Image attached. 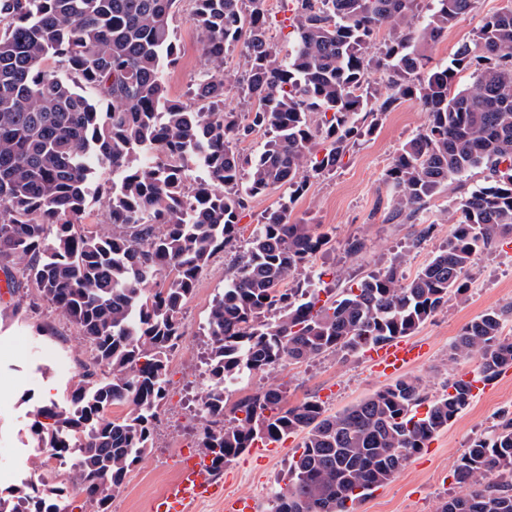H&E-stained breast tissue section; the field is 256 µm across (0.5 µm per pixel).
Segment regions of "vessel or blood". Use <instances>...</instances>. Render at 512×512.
Masks as SVG:
<instances>
[{
    "label": "vessel or blood",
    "instance_id": "b4317fda",
    "mask_svg": "<svg viewBox=\"0 0 512 512\" xmlns=\"http://www.w3.org/2000/svg\"><path fill=\"white\" fill-rule=\"evenodd\" d=\"M424 354L423 346L395 340L368 350V356L379 373L387 376L404 372ZM177 480L160 496L151 499L150 512H194L197 504L222 500L224 512H255L248 497H225L224 485L213 473L212 459L204 454L189 457L177 466Z\"/></svg>",
    "mask_w": 512,
    "mask_h": 512
}]
</instances>
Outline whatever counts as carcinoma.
I'll return each mask as SVG.
<instances>
[{"label":"carcinoma","mask_w":512,"mask_h":512,"mask_svg":"<svg viewBox=\"0 0 512 512\" xmlns=\"http://www.w3.org/2000/svg\"><path fill=\"white\" fill-rule=\"evenodd\" d=\"M176 2L0 0V270L11 290L32 284L91 352L70 405H41L31 435L66 464L89 512H111V492L156 447L168 356L201 273L217 251L236 248L248 201L281 189L209 311L198 448L219 475L257 441L300 434L270 512H353L470 405L472 382L430 400L420 379L400 377L335 414L319 400L285 406L275 383L229 405L224 384L411 335L467 294L478 253L512 236V0L446 65L424 48L475 0H428L419 27V0H290L286 57L264 0H195L211 68L192 88L194 105L169 98L163 80L177 60ZM239 46L243 115L224 111L217 76ZM373 68L386 76L382 90L369 83ZM465 71L471 83L460 87ZM404 101L427 121L384 174L388 220L415 223L455 183L464 191L448 241L410 278L397 257L324 301L318 288L288 287L328 243L290 223L295 201ZM257 129L269 138L245 161L236 144ZM100 168L113 175L103 196L110 224L90 234L78 221ZM476 171L483 182L467 186ZM503 319L488 310L450 345L456 360L480 357L481 380L512 366ZM114 406L126 414L112 415ZM455 479L467 492L440 512H512V413L470 443ZM67 492L39 473L0 492V512H65Z\"/></svg>","instance_id":"obj_1"}]
</instances>
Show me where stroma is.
Wrapping results in <instances>:
<instances>
[{
  "label": "stroma",
  "mask_w": 512,
  "mask_h": 512,
  "mask_svg": "<svg viewBox=\"0 0 512 512\" xmlns=\"http://www.w3.org/2000/svg\"><path fill=\"white\" fill-rule=\"evenodd\" d=\"M504 5L505 0H476L471 14L429 46L433 63H448L458 45L471 37L478 20ZM194 8V0H177L172 29L178 59L164 72L170 98L181 101L208 66L202 35L193 21ZM425 121L420 105L400 103L380 116L375 133L353 147L336 171L311 182L296 201L291 219L314 225L329 235L330 242L315 254L308 273L290 280V287H307L309 278L319 276L326 287L342 289L387 266L398 254L404 255V268L412 275L447 240L449 196L432 203L421 224H398L386 218L391 201L383 174ZM424 224L432 225L433 232L420 248H413L412 240ZM355 239L362 240L365 249L351 256L347 248ZM233 256V251L225 250L212 257L186 305L185 334L167 367L168 395L158 422V446L113 492L117 512H148L150 500L177 477V448L196 445L195 399L208 385V347L200 328L224 287ZM484 263L483 270L474 271L467 296L450 300L410 337L411 342L428 346L424 360L407 371L408 376L422 379L428 396L444 393L449 381L476 378L477 361L452 359L449 346L465 324L485 311L512 306V240L486 252ZM39 324L49 325L51 334L37 335ZM77 334L76 326L59 318L35 288L0 296V470L15 461L30 473L43 468L49 452L38 447L29 432L32 412L49 400L67 402L80 381L90 354L77 348ZM268 380L285 385L288 405L316 398L331 413L388 384L371 370L365 353L359 352L343 359L326 356L308 363H284L269 378L255 376L249 383L230 385V396L252 393ZM507 411L512 412V369L493 379L489 389L476 390L454 422L409 458L388 484L357 504L355 512H438L456 492L452 476L456 460L473 438L491 431ZM299 442L296 435L284 439L277 451L261 461L246 453L239 455L220 476L225 496L246 495L266 503L282 483Z\"/></svg>",
  "instance_id": "35a3bbf8"
}]
</instances>
